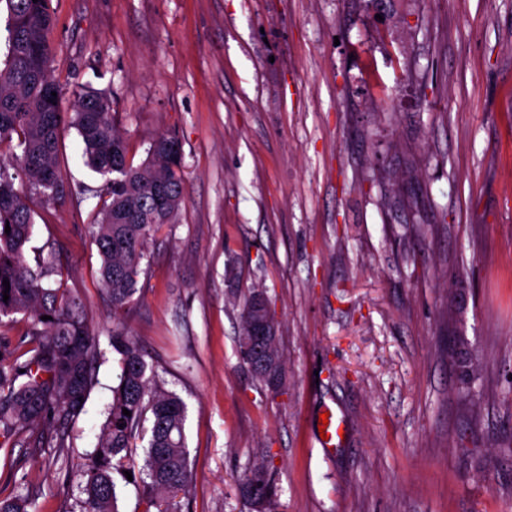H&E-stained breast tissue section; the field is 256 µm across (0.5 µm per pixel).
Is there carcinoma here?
<instances>
[{
    "mask_svg": "<svg viewBox=\"0 0 512 512\" xmlns=\"http://www.w3.org/2000/svg\"><path fill=\"white\" fill-rule=\"evenodd\" d=\"M0 15L5 16L0 41L6 48L0 61V149L19 148L11 152L10 165L0 163V324L15 314L27 316L31 344L23 350L0 336V448H64L65 435L49 438L42 425L50 420L66 425L80 416L95 383L99 342L80 295L51 286V277L59 273L51 257L38 254L32 264L26 259L34 226L30 201L36 197L49 207L71 194L59 144L65 129L75 128L84 165L106 177V194L90 231L101 260V287L119 320L138 290L140 275L147 273L148 241L173 223L185 200L182 145L176 135L164 133L146 159L133 165L110 95L81 87L74 94V111L62 110L51 66L48 0H0ZM255 297L253 292L246 300L239 339L249 365L254 344L247 313ZM112 348L119 355L118 384L97 447L83 463L82 512H118L114 475H124L137 438L146 442L139 471L143 495L156 512H182L180 498L191 482L185 405L148 370L142 348L125 329L112 330ZM268 348L278 364L277 376H255L277 390L283 384V362L276 343ZM125 409L131 415L123 414ZM19 487L16 482L8 495H0V512H28L29 494ZM237 490L250 512H272L276 486L264 467L252 469Z\"/></svg>",
    "mask_w": 512,
    "mask_h": 512,
    "instance_id": "carcinoma-1",
    "label": "carcinoma"
}]
</instances>
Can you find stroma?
Instances as JSON below:
<instances>
[{"label": "stroma", "mask_w": 512, "mask_h": 512, "mask_svg": "<svg viewBox=\"0 0 512 512\" xmlns=\"http://www.w3.org/2000/svg\"><path fill=\"white\" fill-rule=\"evenodd\" d=\"M63 107L106 91L141 163L166 131L187 195L150 240L123 322L187 407L182 512H512V0H49ZM73 197L34 205L101 357L69 459L16 447L30 512H80L78 466L117 384L91 214L105 179L76 129ZM262 290L284 384L239 352ZM476 374L464 386L457 369ZM345 426L321 448L324 408ZM237 490L241 500L252 512H271L276 486L263 466H257L242 478Z\"/></svg>", "instance_id": "obj_1"}]
</instances>
